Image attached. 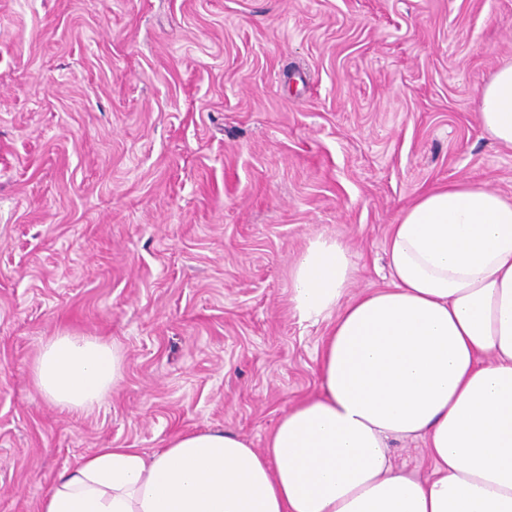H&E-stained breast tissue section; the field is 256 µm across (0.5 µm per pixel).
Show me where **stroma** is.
Returning <instances> with one entry per match:
<instances>
[{
  "mask_svg": "<svg viewBox=\"0 0 512 512\" xmlns=\"http://www.w3.org/2000/svg\"><path fill=\"white\" fill-rule=\"evenodd\" d=\"M511 60L512 0H0V512L98 448H263L328 330L294 258L335 237L371 292L421 193L512 197L479 117ZM63 331L123 359L86 412L31 383Z\"/></svg>",
  "mask_w": 512,
  "mask_h": 512,
  "instance_id": "obj_1",
  "label": "stroma"
}]
</instances>
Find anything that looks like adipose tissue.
I'll return each instance as SVG.
<instances>
[{
    "label": "adipose tissue",
    "mask_w": 512,
    "mask_h": 512,
    "mask_svg": "<svg viewBox=\"0 0 512 512\" xmlns=\"http://www.w3.org/2000/svg\"><path fill=\"white\" fill-rule=\"evenodd\" d=\"M480 122L512 146V62L483 88ZM386 256L385 287L355 297L338 239L315 236L293 261L294 313L329 331L317 394L264 449L214 428L151 454L99 448L58 473L39 512H512V198L436 186L391 225ZM121 377L114 347L68 333L32 369L37 392L76 412ZM417 438L425 477L388 445Z\"/></svg>",
    "instance_id": "ef3b65f1"
}]
</instances>
